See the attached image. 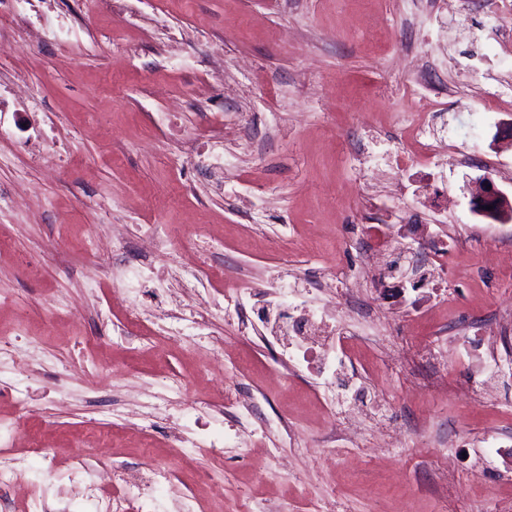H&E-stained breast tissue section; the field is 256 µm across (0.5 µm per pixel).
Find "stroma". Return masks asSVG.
Returning <instances> with one entry per match:
<instances>
[{
  "mask_svg": "<svg viewBox=\"0 0 512 512\" xmlns=\"http://www.w3.org/2000/svg\"><path fill=\"white\" fill-rule=\"evenodd\" d=\"M425 119L472 162L409 167ZM511 123L512 52L482 0H0V419L19 431L0 456L24 460L49 512H99L69 490L74 461L111 466L118 491L146 476V439L175 473L165 512L188 495L512 512V238H477L469 192L488 176L512 197ZM378 206L403 260L349 285ZM116 224L125 255L104 275L90 238ZM423 232L448 277L419 293ZM128 259L166 273L124 290ZM226 270L342 308L361 440L310 373L269 387L279 348L244 329ZM214 432L231 438L220 464Z\"/></svg>",
  "mask_w": 512,
  "mask_h": 512,
  "instance_id": "1",
  "label": "stroma"
}]
</instances>
